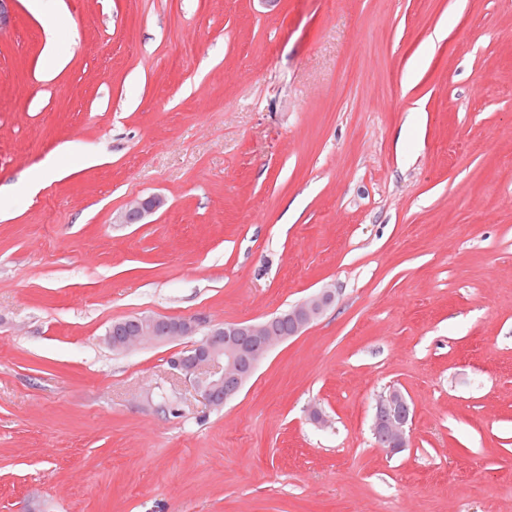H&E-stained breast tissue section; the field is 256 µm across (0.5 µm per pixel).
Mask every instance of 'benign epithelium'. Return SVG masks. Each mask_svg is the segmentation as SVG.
<instances>
[{
  "label": "benign epithelium",
  "instance_id": "benign-epithelium-1",
  "mask_svg": "<svg viewBox=\"0 0 512 512\" xmlns=\"http://www.w3.org/2000/svg\"><path fill=\"white\" fill-rule=\"evenodd\" d=\"M163 206L164 199L159 196L138 198L120 213L117 222L138 224ZM335 301V289L321 288L281 311L280 316L293 321V335L298 336L319 320ZM133 323L137 325V331L132 335L116 329L108 332L106 343L112 350H127L143 340L163 343L193 336L200 329L194 318L160 319L139 315ZM272 324L271 320L214 324L202 341L171 359L170 366L210 404H225L238 396L272 347L288 340L286 336L274 335ZM411 414V405L402 391L393 388L380 396L375 405L373 424L379 445L392 449L405 447Z\"/></svg>",
  "mask_w": 512,
  "mask_h": 512
}]
</instances>
